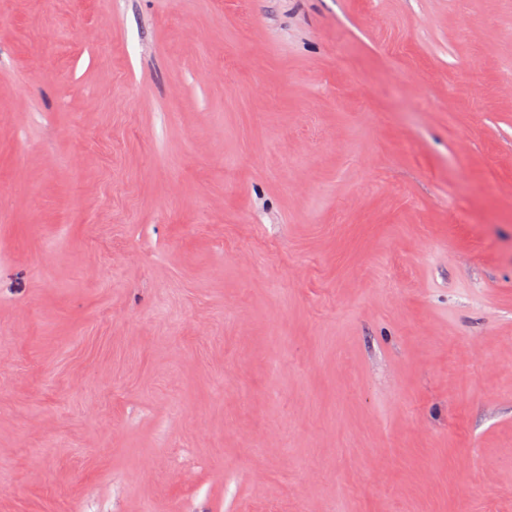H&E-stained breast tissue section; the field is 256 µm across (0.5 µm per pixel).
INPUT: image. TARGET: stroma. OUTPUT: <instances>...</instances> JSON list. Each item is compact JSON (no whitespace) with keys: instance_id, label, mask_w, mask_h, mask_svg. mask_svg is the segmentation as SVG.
I'll list each match as a JSON object with an SVG mask.
<instances>
[{"instance_id":"obj_1","label":"stroma","mask_w":512,"mask_h":512,"mask_svg":"<svg viewBox=\"0 0 512 512\" xmlns=\"http://www.w3.org/2000/svg\"><path fill=\"white\" fill-rule=\"evenodd\" d=\"M512 512V0H0V512Z\"/></svg>"}]
</instances>
